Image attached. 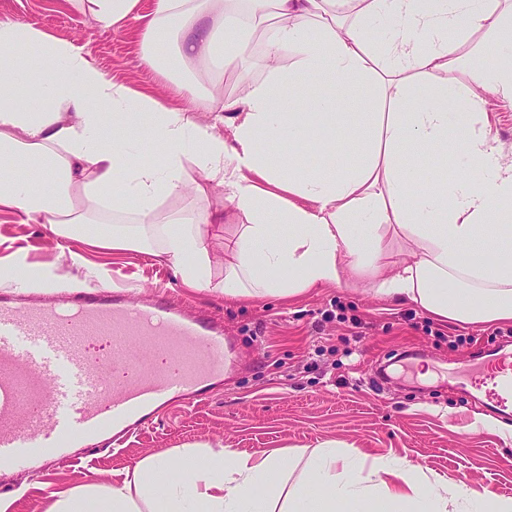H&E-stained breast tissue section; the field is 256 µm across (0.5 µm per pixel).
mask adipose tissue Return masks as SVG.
I'll return each mask as SVG.
<instances>
[{"label":"adipose tissue","mask_w":512,"mask_h":512,"mask_svg":"<svg viewBox=\"0 0 512 512\" xmlns=\"http://www.w3.org/2000/svg\"><path fill=\"white\" fill-rule=\"evenodd\" d=\"M502 0H154L140 30L142 59L189 107L174 109L112 81L79 49L0 21V210L80 237L96 250H153L189 289L230 300L290 297L346 279L374 295L460 323L512 321V156L482 118L512 101V24ZM385 32L371 49L368 30ZM495 34L507 55L492 71L464 63L455 37ZM263 39L255 75L247 38ZM175 39L161 54L159 36ZM28 48L18 57L14 48ZM232 70L241 88L200 121L191 104L212 99L188 66ZM425 98H415L418 89ZM353 111H341L344 101ZM283 141L292 154H271ZM354 156L307 166L298 152ZM158 150L142 163L144 145ZM459 149L469 170L426 173L427 158ZM193 164L224 189L241 224L211 278L205 227L224 214L175 212ZM133 224L104 233L78 199ZM286 225L287 237L273 227ZM305 454L229 448L138 461L120 484L91 482L52 493L45 512H512V498L474 496L430 480L406 461L323 449L294 480Z\"/></svg>","instance_id":"ef3b65f1"}]
</instances>
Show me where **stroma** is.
<instances>
[{
    "instance_id": "1",
    "label": "stroma",
    "mask_w": 512,
    "mask_h": 512,
    "mask_svg": "<svg viewBox=\"0 0 512 512\" xmlns=\"http://www.w3.org/2000/svg\"><path fill=\"white\" fill-rule=\"evenodd\" d=\"M21 21L74 43L129 89L172 108L185 107L165 78L141 59L139 20L103 29L86 0H0V19ZM189 172L183 195L158 208L229 211L224 189L197 192ZM83 254L82 266L70 252ZM48 266L55 288L98 286L105 272L116 288L147 296L164 289L214 312L224 324L229 372L223 386L194 407L173 405L120 448L104 446L46 471L12 473L0 495L8 512H44L51 492L83 483H118L128 467L159 452L221 446L253 454L325 446L404 459L466 490L512 498V418L483 404L467 362L512 359V322L461 324L418 306L377 297L363 281L315 288L293 297L238 302L183 288L173 269L145 250L93 251L76 238L57 243L41 224L0 212V267Z\"/></svg>"
}]
</instances>
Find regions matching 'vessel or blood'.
I'll return each mask as SVG.
<instances>
[{
	"mask_svg": "<svg viewBox=\"0 0 512 512\" xmlns=\"http://www.w3.org/2000/svg\"><path fill=\"white\" fill-rule=\"evenodd\" d=\"M224 329L158 298L106 286L0 293V466L46 470L71 449L120 441L223 380ZM512 413V374L483 379Z\"/></svg>",
	"mask_w": 512,
	"mask_h": 512,
	"instance_id": "1",
	"label": "vessel or blood"
}]
</instances>
